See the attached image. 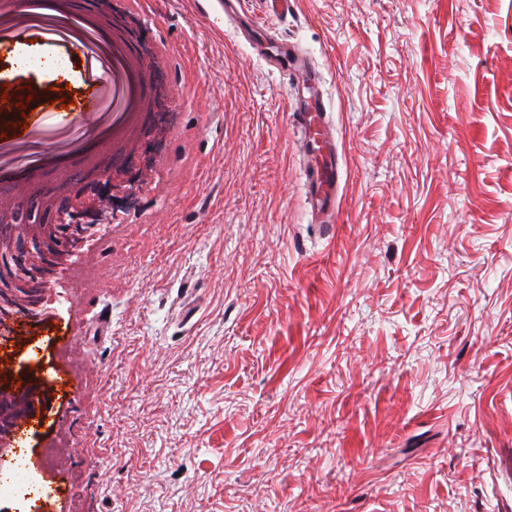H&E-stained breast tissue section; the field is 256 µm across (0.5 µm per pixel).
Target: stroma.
Wrapping results in <instances>:
<instances>
[{"instance_id": "stroma-1", "label": "stroma", "mask_w": 512, "mask_h": 512, "mask_svg": "<svg viewBox=\"0 0 512 512\" xmlns=\"http://www.w3.org/2000/svg\"><path fill=\"white\" fill-rule=\"evenodd\" d=\"M293 6L279 29L323 73L346 157L334 232L305 208L278 74L197 0H140L194 160L151 193L156 222L59 280L66 352L46 324L0 338L43 392L27 449L68 451L0 512L512 507V0Z\"/></svg>"}]
</instances>
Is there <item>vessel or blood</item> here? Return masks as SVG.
<instances>
[{
    "mask_svg": "<svg viewBox=\"0 0 512 512\" xmlns=\"http://www.w3.org/2000/svg\"><path fill=\"white\" fill-rule=\"evenodd\" d=\"M245 0H224V14L245 40L261 41L264 61L286 83L289 120L305 148L303 189L308 212L315 223L334 226L342 189L343 157L323 93L324 79L312 58L296 43L281 36L275 21L287 18L292 0H262V13L244 6Z\"/></svg>",
    "mask_w": 512,
    "mask_h": 512,
    "instance_id": "obj_1",
    "label": "vessel or blood"
}]
</instances>
